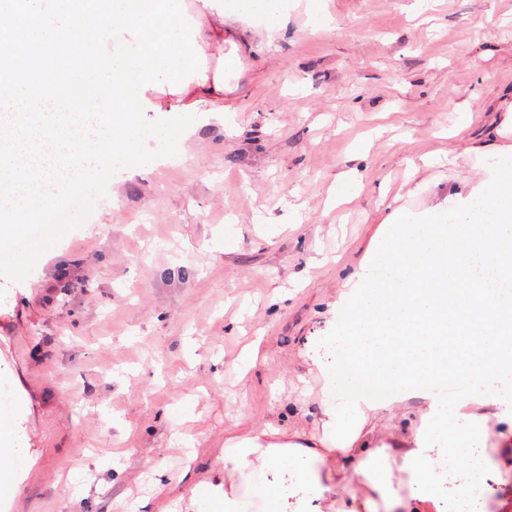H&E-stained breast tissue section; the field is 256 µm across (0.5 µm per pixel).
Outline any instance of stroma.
<instances>
[{
    "instance_id": "stroma-1",
    "label": "stroma",
    "mask_w": 512,
    "mask_h": 512,
    "mask_svg": "<svg viewBox=\"0 0 512 512\" xmlns=\"http://www.w3.org/2000/svg\"><path fill=\"white\" fill-rule=\"evenodd\" d=\"M325 8L317 23L288 0L281 32L240 22L261 48L227 74L230 120L196 112L178 167L118 170L46 263L0 276V381L15 394L0 457L18 467L0 512H197L195 486L224 481L227 436L312 427L286 410L319 396L306 344L393 201L419 212L450 174L478 179L463 151L512 93V0ZM351 170L361 184L336 205ZM252 343L262 357L240 373ZM486 468L485 512H512V470Z\"/></svg>"
}]
</instances>
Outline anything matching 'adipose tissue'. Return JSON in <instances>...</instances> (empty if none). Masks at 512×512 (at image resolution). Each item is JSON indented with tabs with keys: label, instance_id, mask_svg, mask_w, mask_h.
Listing matches in <instances>:
<instances>
[{
	"label": "adipose tissue",
	"instance_id": "obj_1",
	"mask_svg": "<svg viewBox=\"0 0 512 512\" xmlns=\"http://www.w3.org/2000/svg\"><path fill=\"white\" fill-rule=\"evenodd\" d=\"M203 52L220 50L214 71L183 90L224 109L225 74L237 63V24L277 27L288 0H199ZM482 156L479 182L452 175L444 200L422 213L394 208L354 287L340 288L325 312L329 360L313 358L322 383L317 432L289 428L287 439L228 438L226 476L259 467L288 475L271 483L273 512H454L471 491L474 457L512 468V150ZM392 443L380 438L381 426ZM455 466L442 488L437 468ZM358 493L329 505L336 473Z\"/></svg>",
	"mask_w": 512,
	"mask_h": 512
}]
</instances>
